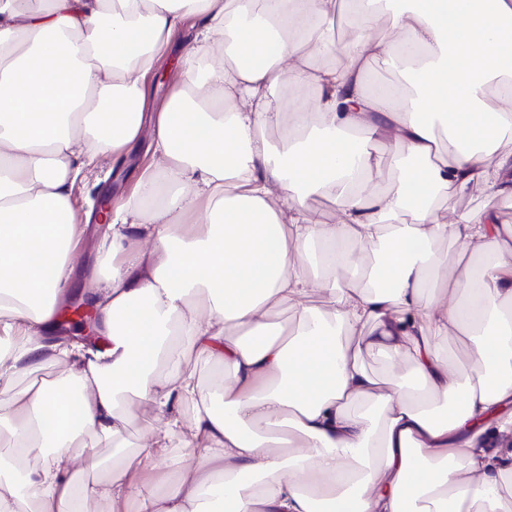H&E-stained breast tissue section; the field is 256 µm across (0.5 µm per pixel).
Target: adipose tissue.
<instances>
[{
    "instance_id": "adipose-tissue-1",
    "label": "adipose tissue",
    "mask_w": 512,
    "mask_h": 512,
    "mask_svg": "<svg viewBox=\"0 0 512 512\" xmlns=\"http://www.w3.org/2000/svg\"><path fill=\"white\" fill-rule=\"evenodd\" d=\"M349 8L359 32L339 45ZM373 62L410 90L370 91ZM288 87L309 97L275 146ZM146 128L151 161L87 286L105 344H45L88 231L74 186ZM509 136L512 0H0V512H512V225L437 212L512 196ZM373 138L399 147L385 191ZM324 193L337 223L310 205ZM451 331L467 374L437 343ZM368 352L410 371L384 378ZM50 359L51 380L16 387ZM200 365L223 385L203 391ZM140 410L164 425L130 457ZM93 442L110 474L86 482ZM197 27L196 23L190 22L181 29L172 45L169 56L159 64L150 78L145 112H158L165 102L173 67L176 61L180 63L183 53L192 46ZM438 207L440 216L448 223L452 219V212L477 211L487 208L498 214L503 224L512 225V197H487L479 190H474L465 197L447 196L442 198L438 201Z\"/></svg>"
}]
</instances>
